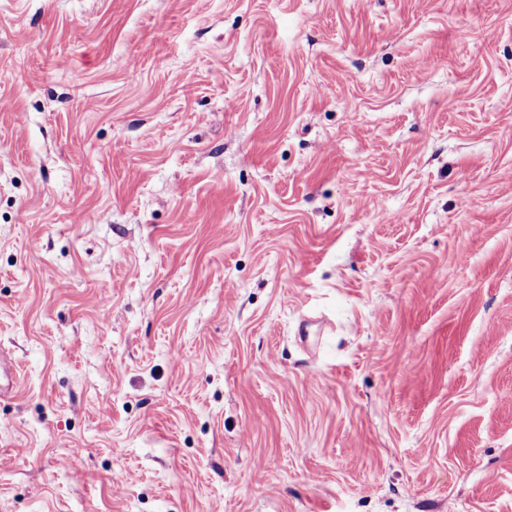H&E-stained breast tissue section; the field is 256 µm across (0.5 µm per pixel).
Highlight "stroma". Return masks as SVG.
<instances>
[{"instance_id": "1", "label": "stroma", "mask_w": 512, "mask_h": 512, "mask_svg": "<svg viewBox=\"0 0 512 512\" xmlns=\"http://www.w3.org/2000/svg\"><path fill=\"white\" fill-rule=\"evenodd\" d=\"M0 512H512V0H0Z\"/></svg>"}]
</instances>
